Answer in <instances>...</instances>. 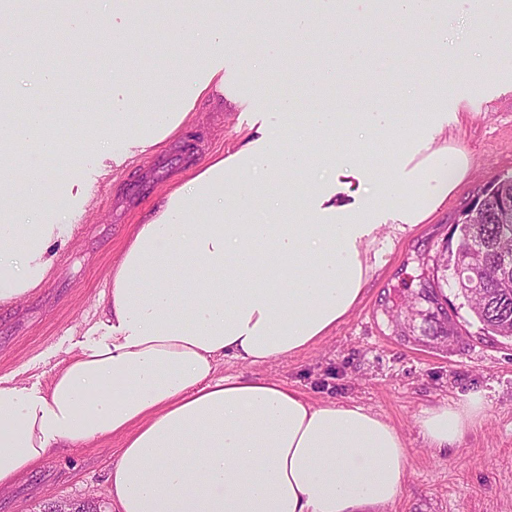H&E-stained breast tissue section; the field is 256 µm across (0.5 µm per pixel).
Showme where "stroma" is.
Masks as SVG:
<instances>
[{
	"instance_id": "stroma-1",
	"label": "stroma",
	"mask_w": 512,
	"mask_h": 512,
	"mask_svg": "<svg viewBox=\"0 0 512 512\" xmlns=\"http://www.w3.org/2000/svg\"><path fill=\"white\" fill-rule=\"evenodd\" d=\"M78 8L77 0H45L40 7L34 0H10L0 16L6 35L29 46L17 74L38 67L56 71L59 79L41 89L39 105L46 112L65 113L74 126L85 113L112 101V40L93 28L68 35L69 16ZM336 10L377 24L375 45L361 65L348 66L316 36H308L299 67L273 63L259 72L269 96L291 90L297 74L322 65L335 69L336 82L319 87L318 96L340 112H360L382 99L394 102L396 111L417 112L421 106L409 94L418 92L431 100L432 111L453 121L438 135L420 137L406 159L407 169L445 147L466 157L469 171L422 222L411 225L386 210L374 215L383 226L369 247L378 265L350 315L327 338L260 366L228 359L218 373L278 381L314 402H355L398 428L406 438L409 463L404 491L386 512H512V339L483 330L452 282L437 289L438 305L424 302L419 314L407 313L424 281L437 278L435 257L479 188L512 175V38L484 48L483 63L493 78L476 90L448 78L434 80L429 53L396 44L395 23L370 9L367 0H337ZM35 13L43 22L34 32L29 20ZM472 15L471 0H457L447 20L448 60L456 71L470 66V53L459 46L472 29ZM195 17L193 0H185L177 19L139 24L147 52L129 60V69L147 81L162 70L189 69L196 56L187 29ZM251 79L237 56L225 53L223 93L205 91L168 139L131 162L111 166L92 183L74 233L54 246V269L16 307L0 312V376L31 384L50 380L67 350L96 321L97 302L109 288L112 265L132 226L174 185L247 141L243 104L252 95ZM438 307L445 312L440 323L433 316ZM441 323L448 337L436 336ZM471 393L484 398L486 418L457 448L444 454L427 448L415 425L417 415ZM122 446V437L113 436L46 460L0 498V512H41L62 499L89 500L101 512H116L108 478Z\"/></svg>"
}]
</instances>
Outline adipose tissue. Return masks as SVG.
I'll use <instances>...</instances> for the list:
<instances>
[{"mask_svg":"<svg viewBox=\"0 0 512 512\" xmlns=\"http://www.w3.org/2000/svg\"><path fill=\"white\" fill-rule=\"evenodd\" d=\"M82 0L73 28L94 16L112 31L116 89L107 112L88 113L75 128L23 98L14 71H0V309L37 288L55 265L54 239L71 236L69 205L78 182L56 181L44 166L67 144L64 168L85 152L115 161L135 157L166 139L203 92L223 91L215 63L234 52L246 72L261 68L246 40H228L209 23L211 0H198L205 21L193 30L204 80L162 73L168 89L190 86L174 106L145 104L123 60L140 51L134 33L111 28L132 17L160 24L177 16L180 0ZM397 20H415L448 50L440 15L447 0H384ZM282 26L303 42L320 29L359 62L364 43L348 16L330 17L324 0L313 11L285 8ZM410 113L363 112L359 117L321 105L300 112L291 97L267 103L252 140L203 166L171 190L144 223L132 229L112 267L111 287L98 302L99 335L77 343L47 385L0 376V496L64 449L118 435L124 440L110 473L119 512H385L402 494L408 466L398 429L363 406L314 403L268 379L221 377L232 358L253 366L292 356L325 338L353 309L368 279V248L378 225L335 204L339 174L375 182L367 213L381 200L419 199L413 218L439 206L466 173L464 162L439 149L427 170L407 175L406 139L386 178H378L361 148L325 153L309 162L304 139L357 125L393 138L410 130ZM33 156L27 193L12 189V161ZM324 171L315 193L301 194L311 172ZM271 212L303 207L304 224L258 220L256 202ZM486 410L483 397L424 409L417 418L425 444L443 453L457 447Z\"/></svg>","mask_w":512,"mask_h":512,"instance_id":"1","label":"adipose tissue"}]
</instances>
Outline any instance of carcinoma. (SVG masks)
<instances>
[{"mask_svg":"<svg viewBox=\"0 0 512 512\" xmlns=\"http://www.w3.org/2000/svg\"><path fill=\"white\" fill-rule=\"evenodd\" d=\"M464 242L481 249L483 281L466 299L483 330L512 336V175L496 179L483 192L472 231Z\"/></svg>","mask_w":512,"mask_h":512,"instance_id":"1","label":"carcinoma"}]
</instances>
